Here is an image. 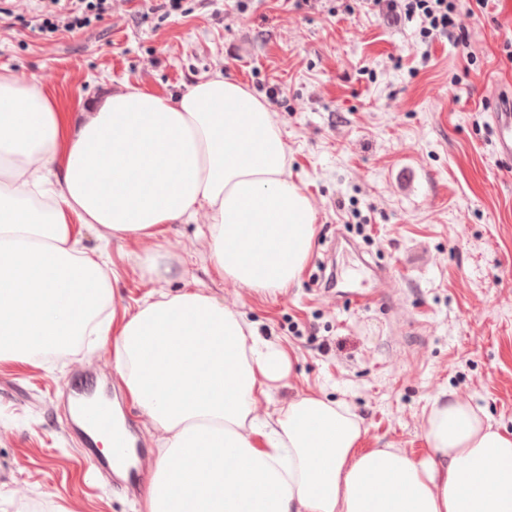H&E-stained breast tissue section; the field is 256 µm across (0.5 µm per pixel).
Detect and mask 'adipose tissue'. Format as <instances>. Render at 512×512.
Masks as SVG:
<instances>
[{
  "mask_svg": "<svg viewBox=\"0 0 512 512\" xmlns=\"http://www.w3.org/2000/svg\"><path fill=\"white\" fill-rule=\"evenodd\" d=\"M265 103L221 74L177 99L125 82L81 112L0 72V362L112 343L116 372L160 435L146 512H512V432L457 396L432 401L428 453L366 448L348 405H258L291 370L279 345L198 287L116 314L108 258L80 245L147 242L143 272L180 275L158 229L207 217L211 261L261 294L295 284L316 234Z\"/></svg>",
  "mask_w": 512,
  "mask_h": 512,
  "instance_id": "1",
  "label": "adipose tissue"
}]
</instances>
